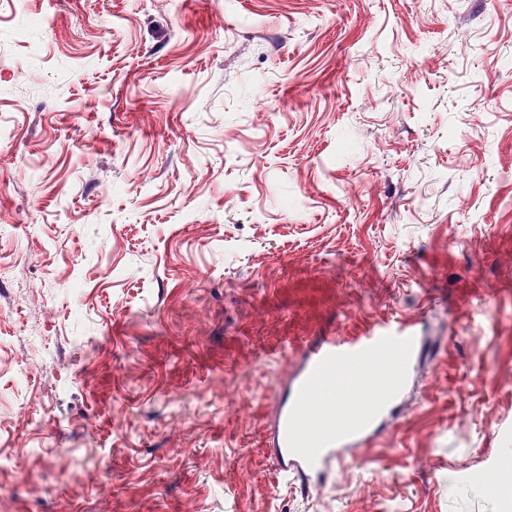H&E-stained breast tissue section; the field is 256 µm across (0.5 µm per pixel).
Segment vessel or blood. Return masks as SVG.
Masks as SVG:
<instances>
[{"instance_id": "obj_1", "label": "vessel or blood", "mask_w": 512, "mask_h": 512, "mask_svg": "<svg viewBox=\"0 0 512 512\" xmlns=\"http://www.w3.org/2000/svg\"><path fill=\"white\" fill-rule=\"evenodd\" d=\"M421 344L417 321L397 320L377 323L356 336H315L298 347L297 362L264 425L267 453L280 476L317 488L351 452L368 447L395 420ZM387 346L405 353L395 384L379 402L337 419L336 395L329 392V384L341 371L381 355Z\"/></svg>"}]
</instances>
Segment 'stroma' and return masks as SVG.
<instances>
[{"label": "stroma", "instance_id": "obj_1", "mask_svg": "<svg viewBox=\"0 0 512 512\" xmlns=\"http://www.w3.org/2000/svg\"><path fill=\"white\" fill-rule=\"evenodd\" d=\"M0 512H502L512 0H0ZM415 319L322 487L309 336ZM422 337L416 320L383 321L356 336H313L294 349L297 362L280 385L275 411L267 417L263 434L268 456L284 480L322 486L349 453L368 447L396 419ZM386 346L405 352L395 384L373 406L363 405L350 410L344 420L337 419L336 395L325 382L334 386L341 371L358 362L366 365L370 356L379 358ZM315 398L329 414L325 435L320 424L308 425L299 418L300 407Z\"/></svg>", "mask_w": 512, "mask_h": 512}]
</instances>
